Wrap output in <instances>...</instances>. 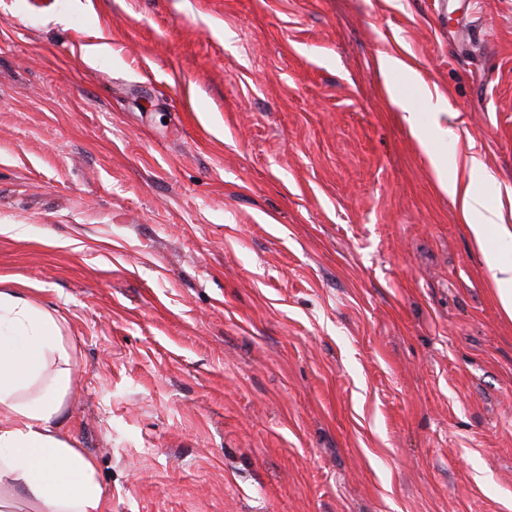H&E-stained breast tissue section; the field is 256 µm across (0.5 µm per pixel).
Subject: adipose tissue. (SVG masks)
I'll list each match as a JSON object with an SVG mask.
<instances>
[{
	"label": "adipose tissue",
	"mask_w": 512,
	"mask_h": 512,
	"mask_svg": "<svg viewBox=\"0 0 512 512\" xmlns=\"http://www.w3.org/2000/svg\"><path fill=\"white\" fill-rule=\"evenodd\" d=\"M446 191L477 244L512 238L474 183ZM69 355L53 315L19 289H0V512H106L96 464L61 431Z\"/></svg>",
	"instance_id": "1"
}]
</instances>
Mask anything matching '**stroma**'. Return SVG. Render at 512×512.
Instances as JSON below:
<instances>
[{"label": "stroma", "mask_w": 512, "mask_h": 512, "mask_svg": "<svg viewBox=\"0 0 512 512\" xmlns=\"http://www.w3.org/2000/svg\"><path fill=\"white\" fill-rule=\"evenodd\" d=\"M472 153L512 225V0H0V278L109 512H512ZM400 108L403 112L402 119L408 126L412 135L421 143H426L433 137H444L448 135V130L443 129L438 121L440 112L430 113L429 123L426 126L420 122L419 112H417L412 105L404 103L400 105Z\"/></svg>", "instance_id": "obj_1"}]
</instances>
